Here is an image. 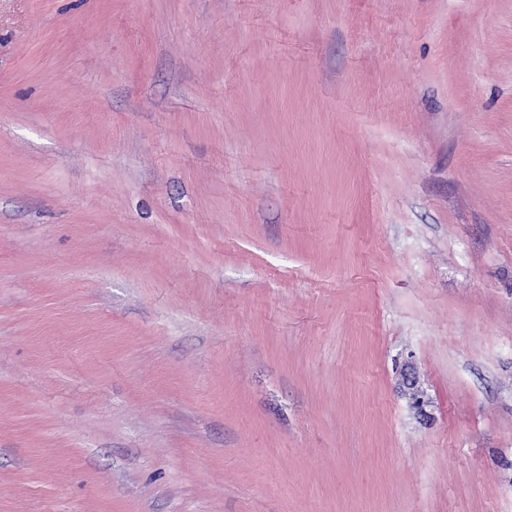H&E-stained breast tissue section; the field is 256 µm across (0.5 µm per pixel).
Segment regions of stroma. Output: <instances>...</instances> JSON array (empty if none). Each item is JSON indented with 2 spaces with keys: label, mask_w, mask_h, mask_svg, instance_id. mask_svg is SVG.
I'll use <instances>...</instances> for the list:
<instances>
[{
  "label": "stroma",
  "mask_w": 512,
  "mask_h": 512,
  "mask_svg": "<svg viewBox=\"0 0 512 512\" xmlns=\"http://www.w3.org/2000/svg\"><path fill=\"white\" fill-rule=\"evenodd\" d=\"M0 512H512V0H0Z\"/></svg>",
  "instance_id": "obj_1"
}]
</instances>
